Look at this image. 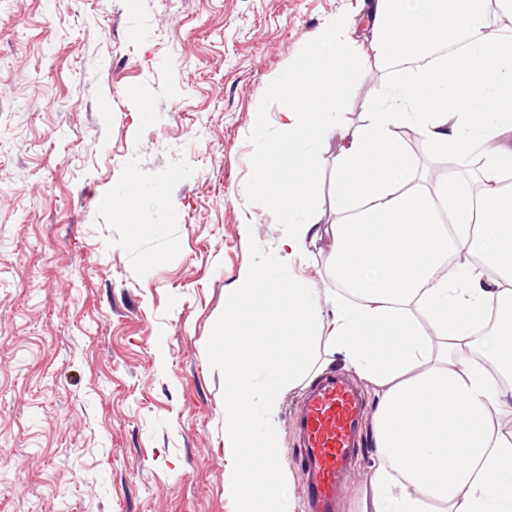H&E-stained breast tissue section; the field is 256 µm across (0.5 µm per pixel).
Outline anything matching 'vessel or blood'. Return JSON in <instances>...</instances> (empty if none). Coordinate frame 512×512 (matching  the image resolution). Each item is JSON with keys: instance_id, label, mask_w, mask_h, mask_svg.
Returning a JSON list of instances; mask_svg holds the SVG:
<instances>
[{"instance_id": "b4317fda", "label": "vessel or blood", "mask_w": 512, "mask_h": 512, "mask_svg": "<svg viewBox=\"0 0 512 512\" xmlns=\"http://www.w3.org/2000/svg\"><path fill=\"white\" fill-rule=\"evenodd\" d=\"M363 410L361 391L343 376L322 377L309 390L295 423L310 512H336L339 489L357 459Z\"/></svg>"}]
</instances>
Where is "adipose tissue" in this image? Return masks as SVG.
Returning <instances> with one entry per match:
<instances>
[{"instance_id":"obj_1","label":"adipose tissue","mask_w":512,"mask_h":512,"mask_svg":"<svg viewBox=\"0 0 512 512\" xmlns=\"http://www.w3.org/2000/svg\"><path fill=\"white\" fill-rule=\"evenodd\" d=\"M288 79L257 186L281 254L224 296V481L237 512H303L273 415L333 359L373 385L362 512H512V0H360ZM385 71L323 183L319 146L358 67ZM443 162L427 184L400 132ZM475 156L474 180L458 165ZM337 214L312 219L323 192ZM330 235L324 310L288 271Z\"/></svg>"}]
</instances>
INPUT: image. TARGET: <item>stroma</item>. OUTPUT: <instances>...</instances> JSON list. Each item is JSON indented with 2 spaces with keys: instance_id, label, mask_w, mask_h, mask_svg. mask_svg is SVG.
Here are the masks:
<instances>
[{
  "instance_id": "1",
  "label": "stroma",
  "mask_w": 512,
  "mask_h": 512,
  "mask_svg": "<svg viewBox=\"0 0 512 512\" xmlns=\"http://www.w3.org/2000/svg\"><path fill=\"white\" fill-rule=\"evenodd\" d=\"M355 4L0 0V512H237L214 325L285 232L268 90ZM382 79L356 70L345 126ZM302 395L276 414L301 503Z\"/></svg>"
}]
</instances>
